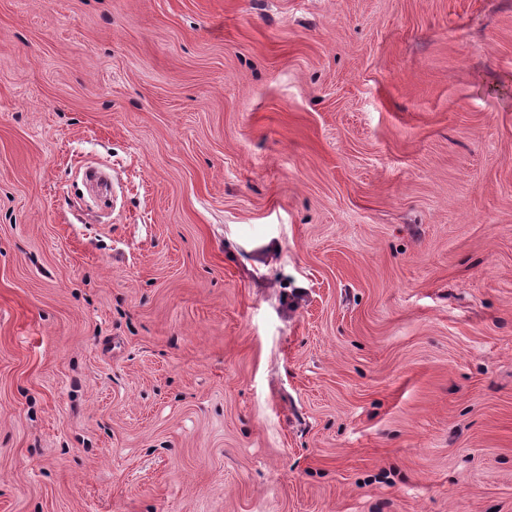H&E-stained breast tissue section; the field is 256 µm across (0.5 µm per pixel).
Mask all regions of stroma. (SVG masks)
Instances as JSON below:
<instances>
[{
  "instance_id": "1",
  "label": "stroma",
  "mask_w": 512,
  "mask_h": 512,
  "mask_svg": "<svg viewBox=\"0 0 512 512\" xmlns=\"http://www.w3.org/2000/svg\"><path fill=\"white\" fill-rule=\"evenodd\" d=\"M0 512H512V0H0Z\"/></svg>"
}]
</instances>
